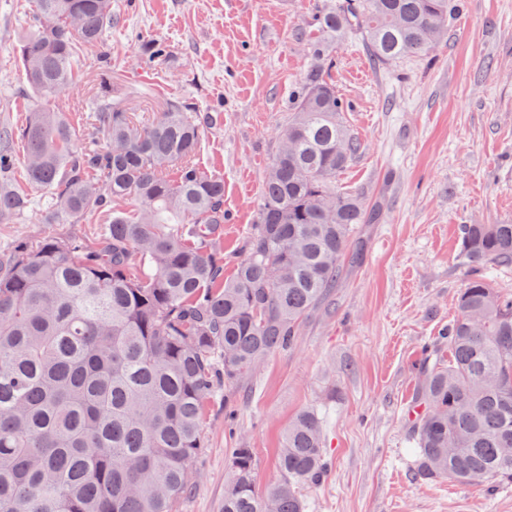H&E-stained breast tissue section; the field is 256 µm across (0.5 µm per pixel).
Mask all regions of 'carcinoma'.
<instances>
[{
  "label": "carcinoma",
  "instance_id": "obj_1",
  "mask_svg": "<svg viewBox=\"0 0 512 512\" xmlns=\"http://www.w3.org/2000/svg\"><path fill=\"white\" fill-rule=\"evenodd\" d=\"M18 61L40 99L0 129V224L32 201L13 186V142L42 193L39 223L61 229L0 252V512H177L192 489L207 405L278 350L357 261L380 209L336 176L360 150L329 75L336 45L361 36L379 69L448 37L456 0H328L263 187L243 256L224 277V178L198 152L215 116L170 100L153 117L117 90L93 100L80 136L52 99L72 58L94 47L112 0H35ZM163 57L167 43L141 41ZM112 214L103 233L68 224ZM468 262L512 266V224H463ZM457 318L418 362L407 411L415 476L459 485L512 481V292L475 273ZM312 409L288 425L278 481L260 495L256 456L236 448L223 512H305L300 488L328 460Z\"/></svg>",
  "mask_w": 512,
  "mask_h": 512
}]
</instances>
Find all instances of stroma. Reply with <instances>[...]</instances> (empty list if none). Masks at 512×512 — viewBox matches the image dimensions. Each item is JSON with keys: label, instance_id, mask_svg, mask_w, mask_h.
Segmentation results:
<instances>
[{"label": "stroma", "instance_id": "obj_1", "mask_svg": "<svg viewBox=\"0 0 512 512\" xmlns=\"http://www.w3.org/2000/svg\"><path fill=\"white\" fill-rule=\"evenodd\" d=\"M32 2L0 0V127L22 125L36 105L15 57ZM321 2L113 0L107 72L79 49L76 79L52 105L83 127L74 103L108 81L141 112L181 99L217 113L198 160L224 178V254L237 260ZM152 37L171 57L142 53ZM331 78L361 142L336 183L380 203V220L363 225L360 261L295 345L208 407L202 468L178 512H222L236 448L254 449L258 487L274 482L281 436L307 408L324 420L330 467L302 487L306 512H512V482L491 495L482 483L416 479L404 419L423 349L455 318L473 273L460 225L512 222V0H464L446 41L389 69L375 68L360 42H343Z\"/></svg>", "mask_w": 512, "mask_h": 512}]
</instances>
